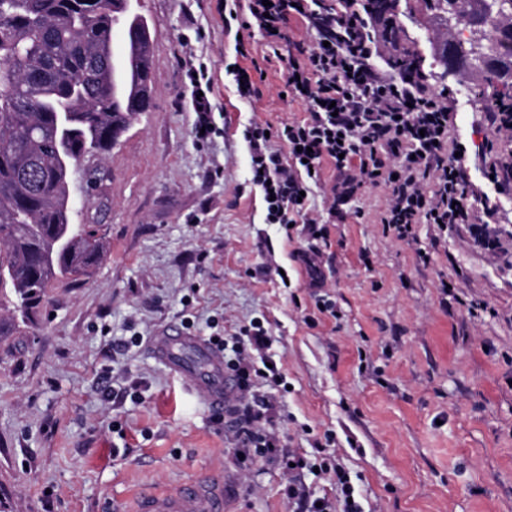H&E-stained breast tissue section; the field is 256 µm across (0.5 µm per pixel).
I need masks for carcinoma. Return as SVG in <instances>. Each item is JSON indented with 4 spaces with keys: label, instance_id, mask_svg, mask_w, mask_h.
I'll return each instance as SVG.
<instances>
[{
    "label": "carcinoma",
    "instance_id": "obj_1",
    "mask_svg": "<svg viewBox=\"0 0 512 512\" xmlns=\"http://www.w3.org/2000/svg\"><path fill=\"white\" fill-rule=\"evenodd\" d=\"M400 0H370L394 30ZM486 0H406L409 13L462 12L484 20ZM121 0H0V298L27 309L52 280L89 278L103 252L91 224L69 222V172L62 150L82 157L112 148L137 112L102 92L109 78L108 34ZM485 54L451 39L443 58L485 74L492 95L512 103V26L492 28Z\"/></svg>",
    "mask_w": 512,
    "mask_h": 512
}]
</instances>
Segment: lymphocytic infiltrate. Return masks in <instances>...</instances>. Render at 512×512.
Returning a JSON list of instances; mask_svg holds the SVG:
<instances>
[{
	"label": "lymphocytic infiltrate",
	"mask_w": 512,
	"mask_h": 512,
	"mask_svg": "<svg viewBox=\"0 0 512 512\" xmlns=\"http://www.w3.org/2000/svg\"><path fill=\"white\" fill-rule=\"evenodd\" d=\"M229 16L239 40L230 69L243 82L244 99L259 97L254 75L261 62L286 59L285 94L304 104L302 118L276 125L250 126L251 180L267 201L269 223L303 224L308 236L319 233L321 219L301 193L322 181L324 168L333 180L327 190L328 215L346 219L345 207L368 187L384 188L387 200L380 216L385 231L411 241L417 225L447 230L456 224L482 225V239L495 210L490 191L512 186V112L503 103L486 112L482 123L491 136L477 152L489 175V189L470 188L460 144L448 137L451 98L426 73H395L385 59L390 39L379 38L374 17L361 0H236ZM305 24L308 40L288 42L289 21ZM262 39L265 52L254 62L252 47ZM224 351V368L236 382V395L224 407L237 455L245 462L271 463L287 481L282 494L291 512H361L345 469L328 453L332 435L314 441L311 453L284 447L276 427L281 417L277 394L287 384L271 366V338L259 319L238 334L209 336ZM306 471L334 482L336 497H313L297 477Z\"/></svg>",
	"instance_id": "lymphocytic-infiltrate-1"
}]
</instances>
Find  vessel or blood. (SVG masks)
<instances>
[{"label":"vessel or blood","mask_w":512,"mask_h":512,"mask_svg":"<svg viewBox=\"0 0 512 512\" xmlns=\"http://www.w3.org/2000/svg\"><path fill=\"white\" fill-rule=\"evenodd\" d=\"M154 357L183 375L192 391L220 411L235 392V382L224 370V359L197 336L166 330L151 342ZM122 512H225L224 472L210 469L172 486L146 485Z\"/></svg>","instance_id":"b4317fda"}]
</instances>
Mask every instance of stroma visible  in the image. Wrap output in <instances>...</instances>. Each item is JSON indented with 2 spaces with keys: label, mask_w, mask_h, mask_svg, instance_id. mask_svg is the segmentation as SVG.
Instances as JSON below:
<instances>
[{
  "label": "stroma",
  "mask_w": 512,
  "mask_h": 512,
  "mask_svg": "<svg viewBox=\"0 0 512 512\" xmlns=\"http://www.w3.org/2000/svg\"><path fill=\"white\" fill-rule=\"evenodd\" d=\"M136 9L152 39L151 108L69 174L70 221L94 225L103 257L86 281H51L26 316L0 311L12 323L0 337V512H114L137 486L219 466L229 512H289L281 470L241 465L215 410L151 356L148 339L187 316L204 338L264 321L289 384L284 444L334 434L364 512H512V188L496 201L492 252L467 224L397 240L379 222L384 190H365L317 242L339 316L307 325L315 298L293 254L308 238L267 223L245 140L251 124L303 116L282 96L285 69L268 67L259 98L243 100L225 71L235 32L224 0ZM398 41L452 92L451 140L482 143L493 98L478 71L444 69L447 22L404 18ZM194 63L216 121L204 140ZM135 330L143 343L121 347ZM105 370L115 388L141 382L142 402L103 398Z\"/></svg>",
  "instance_id": "1"
}]
</instances>
